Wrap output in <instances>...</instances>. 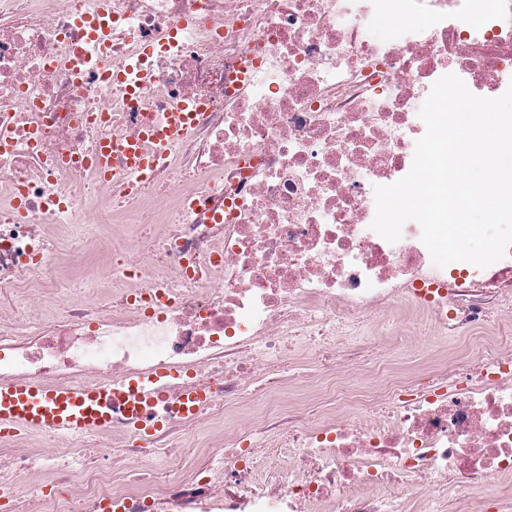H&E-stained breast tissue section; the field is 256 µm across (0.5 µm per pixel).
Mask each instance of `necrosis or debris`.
Here are the masks:
<instances>
[{"label": "necrosis or debris", "instance_id": "1", "mask_svg": "<svg viewBox=\"0 0 512 512\" xmlns=\"http://www.w3.org/2000/svg\"><path fill=\"white\" fill-rule=\"evenodd\" d=\"M0 0V385L107 387L175 371L151 439L121 423L0 439L10 512H402L454 494L460 512H512L480 488L512 476V246L485 268L433 270L417 224L371 228L374 188L412 168L432 85H512V0ZM102 12L92 51L85 14ZM483 14L481 25L470 18ZM395 23L397 37L375 35ZM195 102L156 170L124 184L82 160ZM26 216L13 217L16 200ZM105 223L112 247L51 245L52 224ZM108 282L57 296L64 267ZM404 314L403 342L484 334L455 362L337 385L372 342L370 316ZM321 381L324 419L281 405ZM270 461L273 476H259Z\"/></svg>", "mask_w": 512, "mask_h": 512}]
</instances>
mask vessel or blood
<instances>
[{
	"instance_id": "1",
	"label": "vessel or blood",
	"mask_w": 512,
	"mask_h": 512,
	"mask_svg": "<svg viewBox=\"0 0 512 512\" xmlns=\"http://www.w3.org/2000/svg\"><path fill=\"white\" fill-rule=\"evenodd\" d=\"M195 110L183 101L165 112L162 131H150L139 140L115 138L104 142L88 163L96 168H119L123 177L132 178L153 169L169 140L184 133ZM165 373L154 380L139 378L107 388H47L35 382L0 385V435L18 429L50 428L66 436L103 431L113 417H121L142 436H150L157 425L154 411L162 399L158 389Z\"/></svg>"
}]
</instances>
